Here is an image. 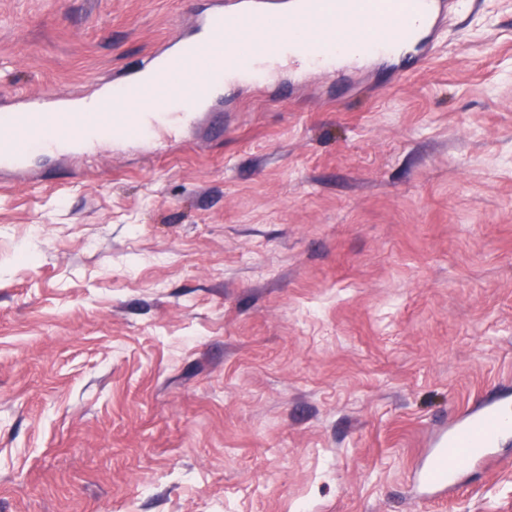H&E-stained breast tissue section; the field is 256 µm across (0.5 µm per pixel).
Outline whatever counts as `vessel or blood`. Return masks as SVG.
<instances>
[{
    "mask_svg": "<svg viewBox=\"0 0 512 512\" xmlns=\"http://www.w3.org/2000/svg\"><path fill=\"white\" fill-rule=\"evenodd\" d=\"M454 0H209L190 29L167 40L141 69L99 85L83 111L65 100L27 96L0 111V172L24 173L31 153L58 159L95 152L104 143L154 139L170 119L192 124L212 112L236 87L259 88L274 79L261 61L295 66L298 82L309 71L336 73L338 52L329 43L342 34L356 56L399 60L413 73L431 61L437 34ZM512 431V398L496 394L458 414L418 459L416 479L425 497L458 487L460 467H494V448ZM463 464V465H464Z\"/></svg>",
    "mask_w": 512,
    "mask_h": 512,
    "instance_id": "obj_1",
    "label": "vessel or blood"
}]
</instances>
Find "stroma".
Segmentation results:
<instances>
[{"instance_id": "obj_1", "label": "stroma", "mask_w": 512, "mask_h": 512, "mask_svg": "<svg viewBox=\"0 0 512 512\" xmlns=\"http://www.w3.org/2000/svg\"><path fill=\"white\" fill-rule=\"evenodd\" d=\"M207 0H0V104L89 94ZM0 174V512H512L419 501L436 420L512 390V0L428 68L239 90Z\"/></svg>"}]
</instances>
